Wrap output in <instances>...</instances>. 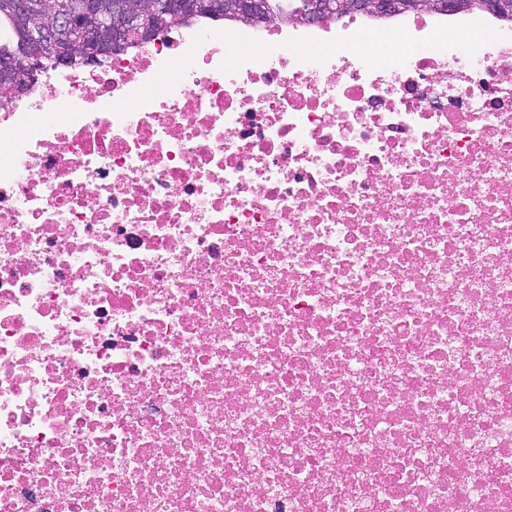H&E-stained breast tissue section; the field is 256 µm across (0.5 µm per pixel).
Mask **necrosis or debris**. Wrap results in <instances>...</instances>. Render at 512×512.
Wrapping results in <instances>:
<instances>
[{
    "label": "necrosis or debris",
    "mask_w": 512,
    "mask_h": 512,
    "mask_svg": "<svg viewBox=\"0 0 512 512\" xmlns=\"http://www.w3.org/2000/svg\"><path fill=\"white\" fill-rule=\"evenodd\" d=\"M0 512H512V23L202 17L1 105Z\"/></svg>",
    "instance_id": "4bbe7bcc"
}]
</instances>
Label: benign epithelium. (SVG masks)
I'll return each mask as SVG.
<instances>
[{
	"label": "benign epithelium",
	"instance_id": "7a95c632",
	"mask_svg": "<svg viewBox=\"0 0 512 512\" xmlns=\"http://www.w3.org/2000/svg\"><path fill=\"white\" fill-rule=\"evenodd\" d=\"M394 6V0H296L294 19L299 22L314 23L331 17L336 12L350 8L371 13H380ZM37 0H14L12 9L20 22L28 25L32 41L40 46L52 45L56 65L75 68L99 65L107 52V47L118 48L121 42L133 32L145 39L157 34L160 26L158 18L172 13H215L231 9L243 16L259 15V0H155L146 10L133 9L125 0H113L112 11H107L103 0H72L67 7L57 8L46 25L30 23L33 12L40 8ZM80 24L89 42L99 46L90 50L85 46L61 47L56 45V37L62 30ZM40 62L33 59L24 68L11 60L0 62V80L11 85L17 95L25 93L34 80Z\"/></svg>",
	"mask_w": 512,
	"mask_h": 512
}]
</instances>
